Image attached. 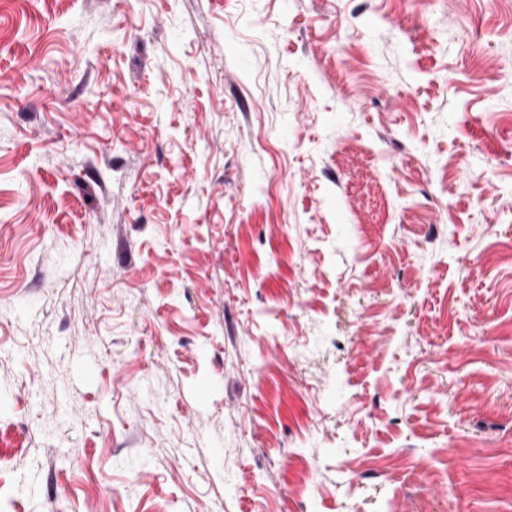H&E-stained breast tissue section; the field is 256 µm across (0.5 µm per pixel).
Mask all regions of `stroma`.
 I'll list each match as a JSON object with an SVG mask.
<instances>
[{"label":"stroma","mask_w":512,"mask_h":512,"mask_svg":"<svg viewBox=\"0 0 512 512\" xmlns=\"http://www.w3.org/2000/svg\"><path fill=\"white\" fill-rule=\"evenodd\" d=\"M0 512H512V0H0Z\"/></svg>","instance_id":"1"}]
</instances>
